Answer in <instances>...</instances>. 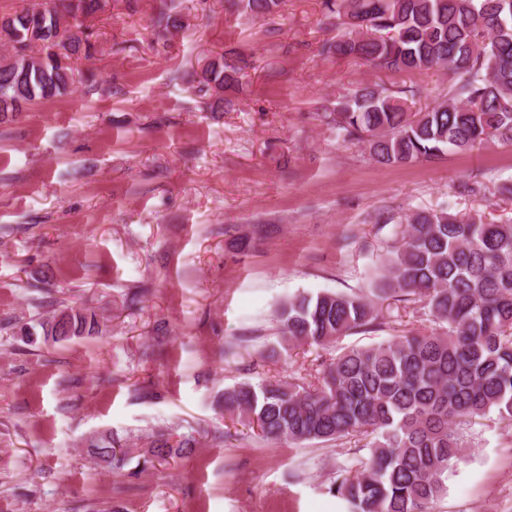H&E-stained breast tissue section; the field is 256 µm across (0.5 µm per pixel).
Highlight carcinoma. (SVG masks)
<instances>
[{
    "instance_id": "carcinoma-1",
    "label": "carcinoma",
    "mask_w": 512,
    "mask_h": 512,
    "mask_svg": "<svg viewBox=\"0 0 512 512\" xmlns=\"http://www.w3.org/2000/svg\"><path fill=\"white\" fill-rule=\"evenodd\" d=\"M37 3L9 16L0 64V122L37 99L68 94L75 64L97 52L79 15L100 0ZM283 0H236L245 15L266 18ZM342 33L322 45L329 58L352 57L374 69L444 72L442 100L419 111L417 84L367 82L336 97L324 112L346 142L364 143L380 164L431 160L482 144L512 147V0H321ZM154 26L177 33V7ZM251 62L228 50L195 73L197 92L216 112L234 106ZM412 302L437 328L365 346H339L354 333L383 330L378 306ZM277 344L337 348L318 369V383L295 378L249 381L224 388V414L274 444L356 437L357 458L331 490L351 512H434L447 492L448 471L460 460L467 430L488 413L512 422V221L479 213L420 210L385 257L365 293H298L276 310ZM19 326L23 343L68 341L99 332L96 315L64 308ZM200 431L161 433L145 444L149 460L185 457ZM89 454L114 470L134 449L104 430L86 440Z\"/></svg>"
}]
</instances>
